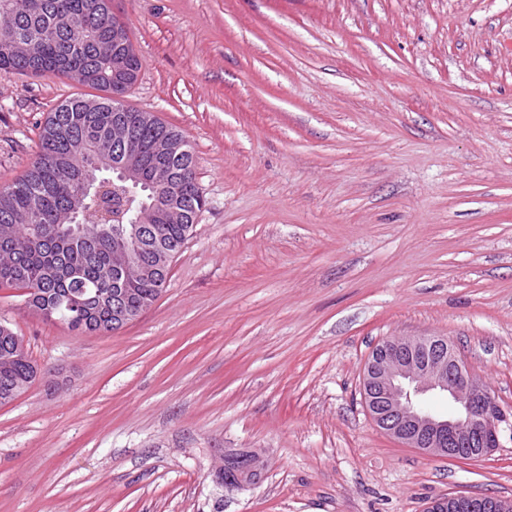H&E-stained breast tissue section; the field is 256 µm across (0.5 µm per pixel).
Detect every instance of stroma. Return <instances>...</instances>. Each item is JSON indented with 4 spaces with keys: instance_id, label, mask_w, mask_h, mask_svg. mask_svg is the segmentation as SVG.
Wrapping results in <instances>:
<instances>
[{
    "instance_id": "1",
    "label": "stroma",
    "mask_w": 512,
    "mask_h": 512,
    "mask_svg": "<svg viewBox=\"0 0 512 512\" xmlns=\"http://www.w3.org/2000/svg\"><path fill=\"white\" fill-rule=\"evenodd\" d=\"M126 105L206 199L156 303L80 335L0 289L40 370L0 405V512H428L512 499V0H112ZM0 70V187L82 92ZM448 337L499 402L488 457L379 430L363 367ZM263 460L246 488L223 455Z\"/></svg>"
}]
</instances>
